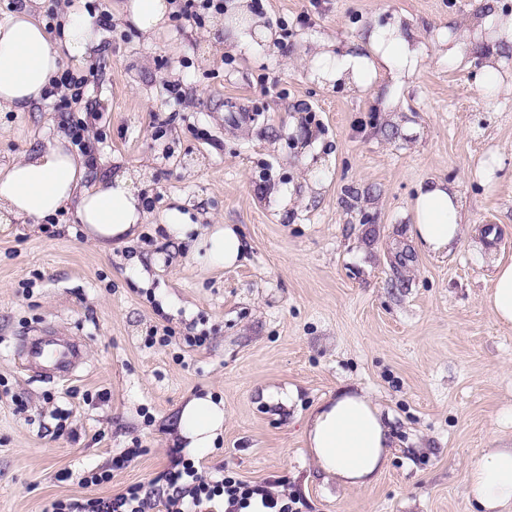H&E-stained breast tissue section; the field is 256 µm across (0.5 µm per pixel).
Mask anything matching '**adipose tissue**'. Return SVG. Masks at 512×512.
Returning a JSON list of instances; mask_svg holds the SVG:
<instances>
[{
    "instance_id": "adipose-tissue-1",
    "label": "adipose tissue",
    "mask_w": 512,
    "mask_h": 512,
    "mask_svg": "<svg viewBox=\"0 0 512 512\" xmlns=\"http://www.w3.org/2000/svg\"><path fill=\"white\" fill-rule=\"evenodd\" d=\"M176 9L175 0H125L120 17L150 38L166 29ZM223 21L224 51L231 55H255L280 39L277 29L253 11L251 0H232ZM61 32L65 48L59 51L28 6L0 20V112H21L40 102L64 59L76 67L82 64L94 38L83 10L64 14ZM307 58L320 82L361 93L377 76L414 71L422 55L397 18L373 26L363 39L343 48L321 39ZM89 161V155L57 138L0 166V221L44 224L65 209L74 212L88 241L101 249L128 241L149 219L136 186L141 173L122 167L90 181ZM464 208L460 194L445 180L420 182L409 205L416 245L430 254L447 253L463 237ZM161 224L176 240L195 235V246L210 266L234 265L244 252L234 225L202 228L176 208L162 215ZM486 300L495 320L512 326V261L496 262ZM178 427L190 448L205 453L224 432L223 402L210 396L192 398L180 412ZM303 437L317 470L342 487L373 484L392 446L381 407L360 390H341L317 405ZM466 485L475 512H512V444L484 449L469 465Z\"/></svg>"
}]
</instances>
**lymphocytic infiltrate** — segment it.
Returning a JSON list of instances; mask_svg holds the SVG:
<instances>
[{"instance_id":"f902f5d3","label":"lymphocytic infiltrate","mask_w":512,"mask_h":512,"mask_svg":"<svg viewBox=\"0 0 512 512\" xmlns=\"http://www.w3.org/2000/svg\"><path fill=\"white\" fill-rule=\"evenodd\" d=\"M159 480L151 491L132 485L108 499L57 500L51 512H152L159 499L166 512H214L219 506L224 512H302L299 498L275 494L270 484L250 483L222 470L202 475L194 460L178 448L171 450Z\"/></svg>"}]
</instances>
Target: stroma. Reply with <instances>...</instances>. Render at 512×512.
Masks as SVG:
<instances>
[{"label": "stroma", "instance_id": "35a3bbf8", "mask_svg": "<svg viewBox=\"0 0 512 512\" xmlns=\"http://www.w3.org/2000/svg\"><path fill=\"white\" fill-rule=\"evenodd\" d=\"M86 2L113 20L93 28L82 103L0 112V164L63 133L65 113H96L90 176L116 160L143 170L151 218L108 252L70 211L0 233V512L150 486L186 445L182 404L207 393L225 416L198 458L203 474L273 482L303 512H472L469 464L512 439V327L486 303L494 261L512 260V95L478 86L489 39L473 43L469 65L435 46L491 8L512 12V0H261L288 33L249 57L226 54L210 27L174 20L147 39L116 20L122 0ZM396 14L413 20L426 58L415 75L377 77L363 94L311 78L301 56L313 41L345 45ZM391 92L401 111H384ZM407 122L417 134L403 133ZM491 159L485 185L475 172ZM432 177L466 202L464 237L445 255L410 236L409 200ZM174 207L236 225L239 266H205L191 242L170 239L158 218ZM166 326L170 344H148ZM45 330L80 337L72 376L22 365V339ZM202 332L207 344L192 346ZM288 386L297 400L272 403L270 389ZM343 388L390 417L394 448L367 487L325 480L304 445L307 415ZM136 445L142 455L111 482L82 484Z\"/></svg>", "mask_w": 512, "mask_h": 512}]
</instances>
